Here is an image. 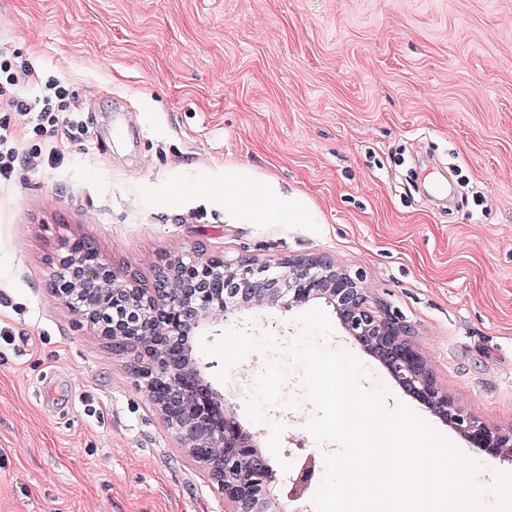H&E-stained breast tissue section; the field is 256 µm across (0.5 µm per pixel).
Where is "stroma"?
Here are the masks:
<instances>
[{
    "mask_svg": "<svg viewBox=\"0 0 512 512\" xmlns=\"http://www.w3.org/2000/svg\"><path fill=\"white\" fill-rule=\"evenodd\" d=\"M15 65L67 82L88 127L59 158L0 176V512H224L118 353L52 291L81 239L152 287L177 257L325 255L400 312L437 383L512 427V0H0ZM292 195L302 222L238 213L235 185ZM296 311L228 320L298 333ZM364 387L457 445L383 364L335 328ZM268 355L223 384L244 403ZM304 402L239 413L266 445L283 424L277 491L313 465Z\"/></svg>",
    "mask_w": 512,
    "mask_h": 512,
    "instance_id": "obj_1",
    "label": "stroma"
}]
</instances>
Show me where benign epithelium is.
<instances>
[{"mask_svg": "<svg viewBox=\"0 0 512 512\" xmlns=\"http://www.w3.org/2000/svg\"><path fill=\"white\" fill-rule=\"evenodd\" d=\"M54 274L55 294L122 351L138 354L131 374L150 397L178 443L203 464L227 512H284L273 494L276 472L259 444L237 419L236 405L204 378L189 338L216 333L231 314L264 308L288 311L315 300L333 307L346 335L375 355L396 381L422 405L448 422L467 442L493 459L512 461V427L491 428L440 388L427 361L408 340L411 327L397 312L372 303L364 275L325 256L307 255L257 264L217 254L205 261L171 260L155 273L153 287L103 263L88 243L74 241ZM122 302L129 319L107 326L104 315ZM203 438L224 449L211 456ZM314 474L301 469L290 499L298 501Z\"/></svg>", "mask_w": 512, "mask_h": 512, "instance_id": "7a95c632", "label": "benign epithelium"}]
</instances>
